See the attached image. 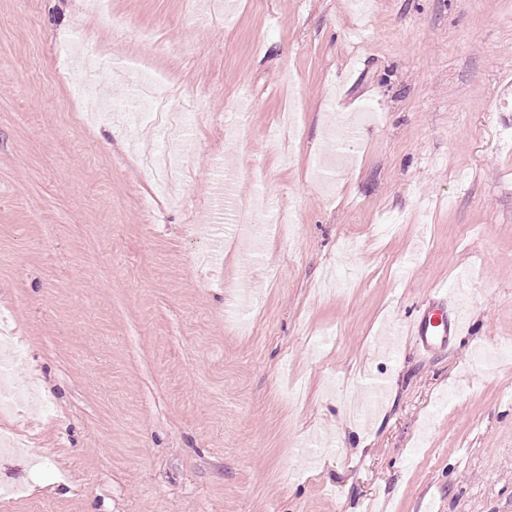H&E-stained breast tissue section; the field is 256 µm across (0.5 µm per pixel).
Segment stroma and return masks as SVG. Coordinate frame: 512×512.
<instances>
[{"label": "stroma", "mask_w": 512, "mask_h": 512, "mask_svg": "<svg viewBox=\"0 0 512 512\" xmlns=\"http://www.w3.org/2000/svg\"><path fill=\"white\" fill-rule=\"evenodd\" d=\"M208 2L0 0V331L52 408L0 414L10 512H512V0ZM74 27L196 124L87 120ZM222 193L293 235L218 232ZM437 288L471 327L426 357Z\"/></svg>", "instance_id": "35a3bbf8"}]
</instances>
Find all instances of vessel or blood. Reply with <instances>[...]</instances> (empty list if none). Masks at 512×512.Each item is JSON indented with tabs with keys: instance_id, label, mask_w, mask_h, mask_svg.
Here are the masks:
<instances>
[{
	"instance_id": "b4317fda",
	"label": "vessel or blood",
	"mask_w": 512,
	"mask_h": 512,
	"mask_svg": "<svg viewBox=\"0 0 512 512\" xmlns=\"http://www.w3.org/2000/svg\"><path fill=\"white\" fill-rule=\"evenodd\" d=\"M470 325L462 309L447 310L442 295H435L407 324V334L424 352L446 348L451 339L468 335Z\"/></svg>"
}]
</instances>
